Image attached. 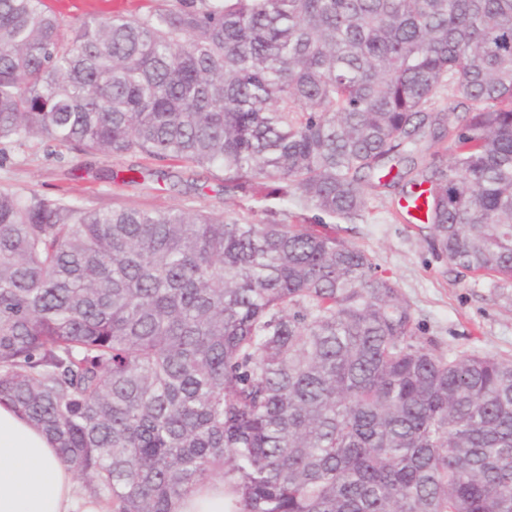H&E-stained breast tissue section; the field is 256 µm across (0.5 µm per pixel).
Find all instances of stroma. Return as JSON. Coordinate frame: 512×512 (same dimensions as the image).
Wrapping results in <instances>:
<instances>
[{
  "mask_svg": "<svg viewBox=\"0 0 512 512\" xmlns=\"http://www.w3.org/2000/svg\"><path fill=\"white\" fill-rule=\"evenodd\" d=\"M154 165V160L140 153L115 158L86 155L40 139L21 144L2 142L0 190L21 195L35 192L100 210L187 206L230 218L249 208L253 220L264 218L263 204L225 200L224 173L219 169L204 172L208 188L202 195L182 182L183 169L179 166L170 169L172 182L130 184L132 170ZM100 171L114 172L115 177L97 179ZM404 193V187L399 186L369 196L363 219L346 225L343 238L370 253L380 269L397 279L424 339L436 340L447 352L512 357V281L476 279L437 258L423 236L408 224Z\"/></svg>",
  "mask_w": 512,
  "mask_h": 512,
  "instance_id": "1",
  "label": "stroma"
}]
</instances>
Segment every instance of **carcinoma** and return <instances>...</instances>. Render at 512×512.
Instances as JSON below:
<instances>
[{"instance_id": "obj_1", "label": "carcinoma", "mask_w": 512, "mask_h": 512, "mask_svg": "<svg viewBox=\"0 0 512 512\" xmlns=\"http://www.w3.org/2000/svg\"><path fill=\"white\" fill-rule=\"evenodd\" d=\"M446 83L459 126L428 112ZM33 138L301 210L0 191V404L112 512L217 478L234 512H512V358L421 341L325 222L407 177L436 257L512 281V0H162L67 32L0 0V142Z\"/></svg>"}]
</instances>
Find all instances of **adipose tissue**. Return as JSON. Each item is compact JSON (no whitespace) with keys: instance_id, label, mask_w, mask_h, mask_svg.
Returning <instances> with one entry per match:
<instances>
[{"instance_id":"1","label":"adipose tissue","mask_w":512,"mask_h":512,"mask_svg":"<svg viewBox=\"0 0 512 512\" xmlns=\"http://www.w3.org/2000/svg\"><path fill=\"white\" fill-rule=\"evenodd\" d=\"M0 512H106L78 496L74 473L51 440L6 405H0Z\"/></svg>"}]
</instances>
